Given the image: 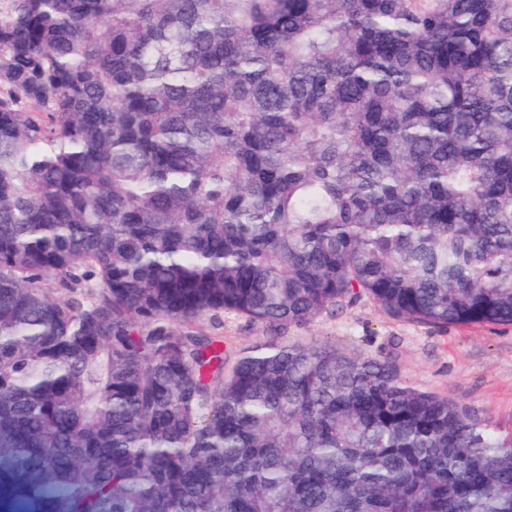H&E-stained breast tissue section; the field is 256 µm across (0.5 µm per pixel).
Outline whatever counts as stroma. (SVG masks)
Wrapping results in <instances>:
<instances>
[{"label":"stroma","instance_id":"stroma-1","mask_svg":"<svg viewBox=\"0 0 512 512\" xmlns=\"http://www.w3.org/2000/svg\"><path fill=\"white\" fill-rule=\"evenodd\" d=\"M232 351L265 341L326 343L395 363L411 386L467 406L479 418L512 429V325H431L402 319L364 297L334 317L274 331L228 314Z\"/></svg>","mask_w":512,"mask_h":512}]
</instances>
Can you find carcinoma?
I'll return each mask as SVG.
<instances>
[{
	"label": "carcinoma",
	"mask_w": 512,
	"mask_h": 512,
	"mask_svg": "<svg viewBox=\"0 0 512 512\" xmlns=\"http://www.w3.org/2000/svg\"><path fill=\"white\" fill-rule=\"evenodd\" d=\"M512 324V0H0V512H512V433L325 343Z\"/></svg>",
	"instance_id": "1"
}]
</instances>
